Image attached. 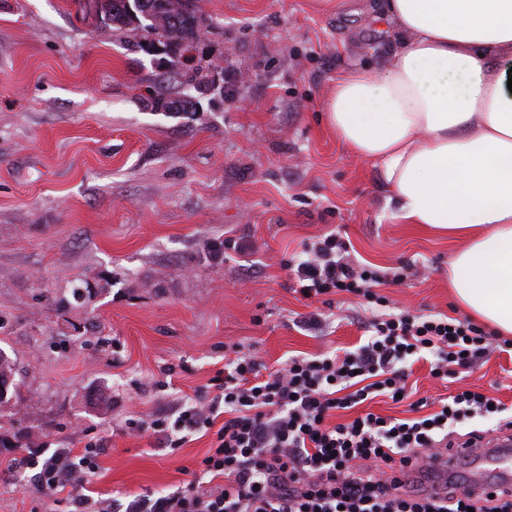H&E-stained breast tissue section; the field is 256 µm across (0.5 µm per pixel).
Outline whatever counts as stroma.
<instances>
[{"label":"stroma","mask_w":512,"mask_h":512,"mask_svg":"<svg viewBox=\"0 0 512 512\" xmlns=\"http://www.w3.org/2000/svg\"><path fill=\"white\" fill-rule=\"evenodd\" d=\"M191 55L236 90L198 110L156 111L186 92L131 32L79 20L68 0H0V349L19 390L0 436L82 454L99 446L94 497L186 486L213 433L169 448L152 419L197 396L233 346L268 367L352 350L370 311L344 294L304 299L285 265L332 232L389 283L393 310L459 316L448 286L456 240L401 224L378 168L325 118L336 78L384 70L398 44L376 0H203ZM227 243L223 259L210 247ZM402 282H393L399 267ZM89 294L74 299L73 290ZM322 326L307 329L310 312ZM412 367L418 397L471 388L512 407V355L441 382ZM145 425L142 433L129 422ZM10 446V447H11ZM33 471L0 472V512H65Z\"/></svg>","instance_id":"35a3bbf8"}]
</instances>
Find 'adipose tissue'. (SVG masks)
<instances>
[{"label": "adipose tissue", "mask_w": 512, "mask_h": 512, "mask_svg": "<svg viewBox=\"0 0 512 512\" xmlns=\"http://www.w3.org/2000/svg\"><path fill=\"white\" fill-rule=\"evenodd\" d=\"M399 47L336 79L327 121L378 167L403 224L460 240L462 309L512 335V0H381Z\"/></svg>", "instance_id": "1"}]
</instances>
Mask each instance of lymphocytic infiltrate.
Masks as SVG:
<instances>
[{"instance_id":"obj_1","label":"lymphocytic infiltrate","mask_w":512,"mask_h":512,"mask_svg":"<svg viewBox=\"0 0 512 512\" xmlns=\"http://www.w3.org/2000/svg\"><path fill=\"white\" fill-rule=\"evenodd\" d=\"M346 251V243L330 234L288 269L309 298L346 293L375 305L362 345L340 354L292 356L268 374L254 354L237 353L223 375L213 377L214 397L153 420V433L173 448L181 436L214 431L202 466L218 484L194 481L115 504L84 492L95 470L92 446L80 456L64 448L49 454L40 442L10 456L6 474L35 470L39 486L65 494L73 512H512L511 490L477 500L458 484L439 493L374 475L380 463L406 467L440 454L465 421L494 418L511 428L501 401L470 389L432 413L426 399L411 402L405 419L356 411L376 397L406 394L420 359L430 358L432 378L444 381L505 345L466 318L383 311L377 293L382 275L345 261ZM339 411L351 412V420L335 421Z\"/></svg>"}]
</instances>
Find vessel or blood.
I'll use <instances>...</instances> for the list:
<instances>
[{
    "mask_svg": "<svg viewBox=\"0 0 512 512\" xmlns=\"http://www.w3.org/2000/svg\"><path fill=\"white\" fill-rule=\"evenodd\" d=\"M461 460L475 464L466 481V487L474 497H481L493 488L512 489V430L505 428L485 437L482 449L458 441L448 452L428 459V469L438 477L436 490L444 489L448 475L453 474Z\"/></svg>",
    "mask_w": 512,
    "mask_h": 512,
    "instance_id": "1",
    "label": "vessel or blood"
}]
</instances>
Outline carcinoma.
<instances>
[{"label":"carcinoma","mask_w":512,"mask_h":512,"mask_svg":"<svg viewBox=\"0 0 512 512\" xmlns=\"http://www.w3.org/2000/svg\"><path fill=\"white\" fill-rule=\"evenodd\" d=\"M85 18H93L114 32H133L139 36V49L144 43L156 41L173 53L186 49L204 27L205 18L199 0H139L137 14L153 18L151 22L135 23L127 11L125 0H74Z\"/></svg>","instance_id":"1"}]
</instances>
